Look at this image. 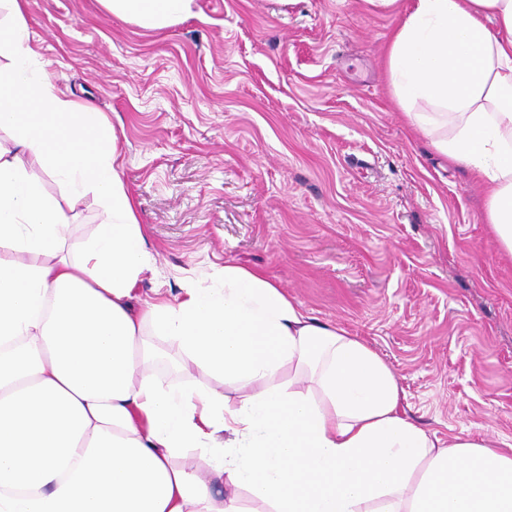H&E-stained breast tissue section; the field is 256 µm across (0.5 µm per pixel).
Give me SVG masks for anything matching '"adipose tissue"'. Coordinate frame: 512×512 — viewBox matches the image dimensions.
<instances>
[{
  "mask_svg": "<svg viewBox=\"0 0 512 512\" xmlns=\"http://www.w3.org/2000/svg\"><path fill=\"white\" fill-rule=\"evenodd\" d=\"M1 1L0 512H512V444L427 433L376 351L264 273L228 264L220 286L141 300L155 257L118 142ZM99 3L165 30L194 0ZM387 67L409 122L486 186L512 255V0H414ZM89 191L106 221L64 256ZM163 345L211 385L165 381Z\"/></svg>",
  "mask_w": 512,
  "mask_h": 512,
  "instance_id": "adipose-tissue-1",
  "label": "adipose tissue"
}]
</instances>
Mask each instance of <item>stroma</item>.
<instances>
[{
  "label": "stroma",
  "instance_id": "obj_1",
  "mask_svg": "<svg viewBox=\"0 0 512 512\" xmlns=\"http://www.w3.org/2000/svg\"><path fill=\"white\" fill-rule=\"evenodd\" d=\"M57 91L113 126L148 231L141 284L273 279L391 367L439 438L512 442V258L482 184L401 120L384 52L402 8L195 0L164 31L98 0H25Z\"/></svg>",
  "mask_w": 512,
  "mask_h": 512
}]
</instances>
